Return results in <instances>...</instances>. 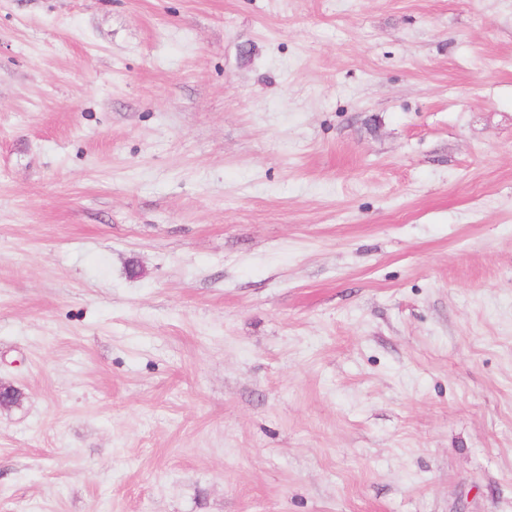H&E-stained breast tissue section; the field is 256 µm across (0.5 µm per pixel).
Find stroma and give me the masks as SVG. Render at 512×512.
I'll return each mask as SVG.
<instances>
[{
	"label": "stroma",
	"mask_w": 512,
	"mask_h": 512,
	"mask_svg": "<svg viewBox=\"0 0 512 512\" xmlns=\"http://www.w3.org/2000/svg\"><path fill=\"white\" fill-rule=\"evenodd\" d=\"M0 512H512V0H0Z\"/></svg>",
	"instance_id": "1"
}]
</instances>
